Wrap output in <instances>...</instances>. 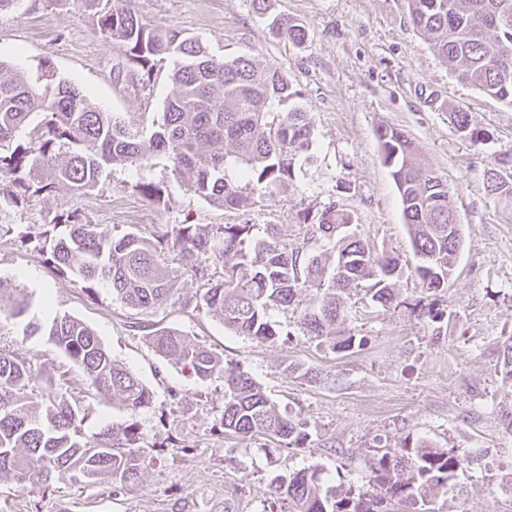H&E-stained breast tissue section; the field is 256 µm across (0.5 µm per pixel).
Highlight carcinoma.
<instances>
[{
  "mask_svg": "<svg viewBox=\"0 0 512 512\" xmlns=\"http://www.w3.org/2000/svg\"><path fill=\"white\" fill-rule=\"evenodd\" d=\"M75 3L96 19L99 32L125 48L128 59L151 80L157 63H171L175 95L167 101L153 131L143 130L118 113L92 107L75 86L42 65L40 83H31L0 60V181L12 190L0 196L3 205L19 206L62 185L76 193L98 187L106 170L141 164L153 152L167 154L173 171L188 176L190 190L207 203L242 210L255 204L251 184L278 189L295 179L298 160H308L312 117L302 108L287 113L274 106L296 95L278 68L238 57L214 58L202 42L176 28L158 30L132 8V0H49ZM412 24L454 76L485 95L512 105V0H407ZM273 29L294 44L306 39L305 27L288 18ZM40 120L32 123V115ZM457 131L479 147L486 133L472 125L466 112H451ZM383 164L391 170L402 203L404 222L417 260L415 273L421 299L413 309L432 323L445 311L434 299L448 287L462 247L457 211L447 181L417 161V149L402 129L377 130ZM489 195L512 200V183L489 169ZM67 234L51 238L59 225ZM351 213L330 203L317 221L303 225L304 237L320 247L315 252L290 247L268 224L261 236L253 224H176L165 239L151 241L134 233L114 236L75 213L54 215L34 237L19 235L21 244L41 239L52 243L53 263L78 275L88 288L104 283L130 307L147 311L178 292L179 276L160 255L164 247L194 257L201 283L199 303L222 316L236 335L267 341L279 336L269 311L293 309L304 332L348 352L357 341L341 333V294L373 281L370 300L401 307L394 288L403 267L398 258L373 254L355 230ZM233 255L228 264L224 257ZM222 263V275L211 263ZM315 292L304 308L299 297ZM14 291L0 283V308L18 316L24 306ZM49 335L82 370L100 394L119 397L135 415L150 407L152 391L131 371L112 359L95 331L63 316ZM164 359L185 366L205 381L224 373V411L219 430L229 437L262 438L286 447L308 438V424L299 415H283L261 384L247 373L223 364L213 352L178 329L147 333ZM496 371L512 388V336L503 342ZM35 363L0 351V474L17 483H33L36 473L73 471L89 482L110 477L133 484L152 457L140 448L139 424L106 425L88 440L81 432L80 411L66 400L49 401L38 412L28 386ZM465 464L457 448L423 440L403 441L377 450L366 460L369 488H323L313 467L276 476L270 485L269 512H440L439 498Z\"/></svg>",
  "mask_w": 512,
  "mask_h": 512,
  "instance_id": "cac0c4a2",
  "label": "carcinoma"
}]
</instances>
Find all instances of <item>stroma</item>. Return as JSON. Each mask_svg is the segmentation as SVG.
<instances>
[{"mask_svg":"<svg viewBox=\"0 0 512 512\" xmlns=\"http://www.w3.org/2000/svg\"><path fill=\"white\" fill-rule=\"evenodd\" d=\"M158 28L174 27L201 41L216 58L250 57L279 67L297 90L295 105L313 115L309 161L285 188L256 189L247 210L221 209L197 197L164 153L141 165L106 171L85 194L57 187L49 195L0 214V282L16 287L25 310L0 312V350L37 359L31 395L42 404L64 397L80 408L81 430L137 420L140 445L155 457L135 484L85 481L70 472L24 487L0 475V512H261L277 475L317 467L325 485L367 487L370 450L404 439L455 447L468 464L442 512H512V388L495 375L499 350L512 335V202L488 195L484 173L512 182V106L457 81L410 22L406 0H134ZM296 19L307 30L296 45L273 29L274 17ZM0 59L29 79L51 63L56 74L84 91L88 102L124 113L144 129L175 94L168 64L143 81L123 47L103 38L95 20L75 7L22 0L0 12ZM469 112L488 141L473 147L449 123L450 111ZM405 130L420 160L446 179L460 217L462 249L443 292L448 329L410 310L370 299L348 300L344 328L363 340L340 352L304 335L290 312L270 318L280 335L262 342L231 333L221 316L197 306L200 284L191 260L168 253L178 269L173 299L141 313L105 285L87 289L44 255L16 245L19 233L39 234L50 214L75 212L112 235L156 237L177 224L277 225L292 247L304 246L303 222L316 221L328 203L352 213L357 231L376 252L397 257L401 297L419 295L415 258L402 204L381 161L380 126ZM164 191L158 205L136 185ZM90 326L117 360L153 393L149 408L130 416L119 398L81 385L80 368L49 336L56 318ZM175 328L248 373L281 412L300 415L310 437L300 448L225 437L221 376L201 381L159 357L144 327ZM319 371L307 381L306 369Z\"/></svg>","mask_w":512,"mask_h":512,"instance_id":"1","label":"stroma"}]
</instances>
